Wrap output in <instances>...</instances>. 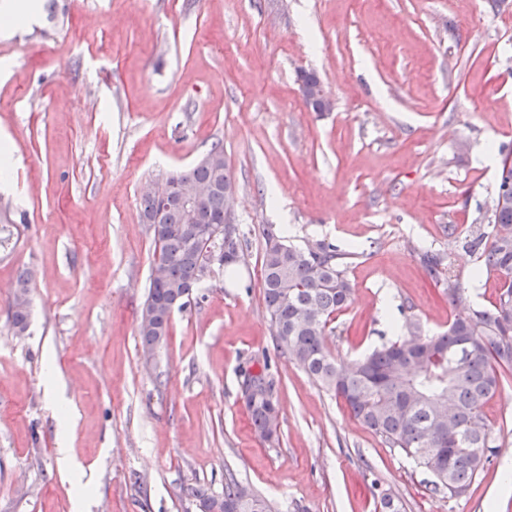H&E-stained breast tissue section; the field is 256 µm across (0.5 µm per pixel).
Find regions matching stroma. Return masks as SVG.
<instances>
[{"instance_id":"obj_1","label":"stroma","mask_w":512,"mask_h":512,"mask_svg":"<svg viewBox=\"0 0 512 512\" xmlns=\"http://www.w3.org/2000/svg\"><path fill=\"white\" fill-rule=\"evenodd\" d=\"M335 106L312 111L300 71ZM0 512H198L226 474L275 512H512V382L487 403L499 448L465 495L385 447L279 357L263 301L262 227L347 254L354 285L327 346L349 362L407 321L448 327L471 301L462 240L487 224L512 153V0H53L0 36ZM224 147L247 264L214 268L144 359L150 182ZM442 258L440 276L422 252ZM30 270L28 330L9 303ZM269 360L278 441L252 430L239 369ZM57 377L64 402L43 386ZM71 448L80 469L58 462Z\"/></svg>"}]
</instances>
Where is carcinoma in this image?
<instances>
[{
	"instance_id": "obj_1",
	"label": "carcinoma",
	"mask_w": 512,
	"mask_h": 512,
	"mask_svg": "<svg viewBox=\"0 0 512 512\" xmlns=\"http://www.w3.org/2000/svg\"><path fill=\"white\" fill-rule=\"evenodd\" d=\"M209 154L220 167L200 160L173 175L184 183H207L210 195L199 206L206 224L224 223V187L233 177L224 148ZM140 217L155 243L153 263L164 277L151 279L144 308L150 324L139 325L141 346L162 343L168 335L177 297L199 286L200 253L194 225L183 199L165 201L142 196ZM491 231H477L463 247L477 256L475 276L498 277L491 307H473L456 280H448V297L459 313L448 330L428 335L418 323H405L403 335L351 363L337 361L327 347L332 323L353 300L354 285L346 275L344 254L335 245L315 241L297 247L272 227L263 229L264 305L277 349L289 362L341 399L350 414L397 448L432 476L433 490L448 497L464 495L488 458L496 453L497 437L484 408L501 384L512 377V199L497 205ZM244 250L241 236L213 245L214 264L224 266V251ZM32 274L22 271L16 282L10 317L16 332L30 322V305L17 297L30 294ZM255 433L268 439L277 433L279 417L270 415L265 400H245ZM199 503L218 505L219 512H273L263 496L244 487L233 475L224 492L197 494Z\"/></svg>"
}]
</instances>
